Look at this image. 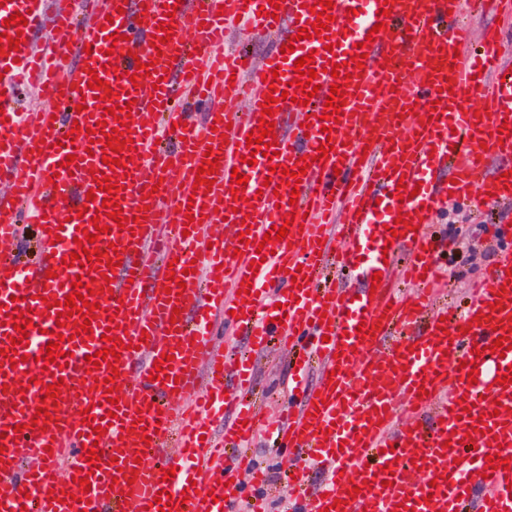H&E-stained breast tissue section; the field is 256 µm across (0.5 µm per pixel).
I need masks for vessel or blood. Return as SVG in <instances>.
Masks as SVG:
<instances>
[{
    "instance_id": "b4317fda",
    "label": "vessel or blood",
    "mask_w": 512,
    "mask_h": 512,
    "mask_svg": "<svg viewBox=\"0 0 512 512\" xmlns=\"http://www.w3.org/2000/svg\"><path fill=\"white\" fill-rule=\"evenodd\" d=\"M303 2L278 0L272 18L258 13L268 0L0 6V22L27 19L7 30L18 49L0 53V184L8 187L0 197V512H158L161 490L172 494V512H235L240 475L256 485L266 476L243 451L257 431L251 364L218 346L219 323L244 331L255 350L273 338L304 346L321 368L315 388L292 394L277 431L299 490L292 512H512V469L502 465L512 456V383L497 381L512 366V246L500 249L445 329L431 309L437 261L426 229L451 197L512 203V135L497 134L512 123L503 32L491 25L473 33L466 0H334L328 36L302 39L300 28L317 18ZM239 19L274 36L273 49L259 58L226 49ZM360 43L367 59L358 67L349 59ZM289 45L293 53L283 54ZM308 54L318 93L274 102L278 156L243 163L267 74L289 84ZM149 62L154 74L130 81ZM335 64L352 78L344 113L325 133ZM93 69L105 82L97 91L88 86ZM24 86L44 109L25 111ZM232 98L244 111L228 108ZM125 103L133 143L120 148L121 165L107 166L103 143L85 130L100 121L115 128L107 110ZM326 143L333 149L322 160L317 149ZM209 153L220 159L213 187L194 190ZM489 166L494 177L476 182ZM285 167L300 174L294 203ZM237 173L248 180L241 191ZM105 177L131 230L107 217L97 189ZM402 212L404 224L396 221ZM30 222L41 230L40 258L20 270L9 246ZM222 222L246 232V243L212 235ZM99 223L108 230L98 246L118 265L63 264L78 229ZM275 226L287 227L286 237L265 240ZM331 258L353 268L356 286L319 287ZM401 279L416 289L399 298ZM76 280L93 286L99 308L58 319L52 303ZM245 283L250 292L238 297ZM18 311L31 324L15 346ZM361 325L369 337L357 335ZM57 331L62 354L43 363ZM107 333L125 350L114 370L88 369ZM500 338L503 354L491 348ZM165 358L171 367L160 378L154 362ZM56 383L53 406L37 416ZM110 386L118 403L108 400ZM401 399L431 414L432 425L396 426ZM228 405L234 417L219 439L212 424ZM97 426L104 434H94ZM92 446L101 451L94 466L86 461ZM314 464L328 473L320 489L308 480ZM169 469L174 477L164 478ZM354 484L360 492L351 498Z\"/></svg>"
}]
</instances>
